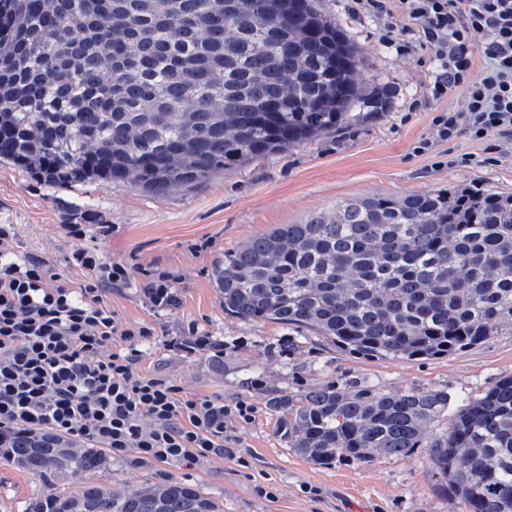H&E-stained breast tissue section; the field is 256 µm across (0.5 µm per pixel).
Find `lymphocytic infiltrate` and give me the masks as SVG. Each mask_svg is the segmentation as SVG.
<instances>
[{"label":"lymphocytic infiltrate","instance_id":"f902f5d3","mask_svg":"<svg viewBox=\"0 0 512 512\" xmlns=\"http://www.w3.org/2000/svg\"><path fill=\"white\" fill-rule=\"evenodd\" d=\"M356 11L414 38L436 64L432 98L463 89L467 104L434 116L421 149L461 135L512 140V0H354ZM13 225L0 224V436L49 431L110 452L138 468L251 463L237 428L256 406L219 394H189L170 376L142 368L151 331L120 324L106 301L132 278L128 264L79 249L68 265L79 287L34 256L19 255Z\"/></svg>","mask_w":512,"mask_h":512}]
</instances>
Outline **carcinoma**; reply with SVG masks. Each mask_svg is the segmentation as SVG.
Instances as JSON below:
<instances>
[{
	"label": "carcinoma",
	"mask_w": 512,
	"mask_h": 512,
	"mask_svg": "<svg viewBox=\"0 0 512 512\" xmlns=\"http://www.w3.org/2000/svg\"><path fill=\"white\" fill-rule=\"evenodd\" d=\"M364 54L314 0H0V160L47 185L165 193L338 130L367 101ZM224 314L301 327L367 357L451 355L512 326V195L483 186L336 203L224 253ZM448 391L327 381L272 399L307 461L365 465L420 448ZM432 477L464 512H512V377L464 399ZM0 458L75 490L31 512H223L179 480L115 495L109 458L48 432Z\"/></svg>",
	"instance_id": "obj_1"
}]
</instances>
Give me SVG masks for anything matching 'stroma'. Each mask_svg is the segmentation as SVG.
<instances>
[{
  "label": "stroma",
  "mask_w": 512,
  "mask_h": 512,
  "mask_svg": "<svg viewBox=\"0 0 512 512\" xmlns=\"http://www.w3.org/2000/svg\"><path fill=\"white\" fill-rule=\"evenodd\" d=\"M315 6L338 20L349 42L362 50L366 66L359 80L366 93L392 99L389 111H355L337 131L168 193L103 182L48 186L2 160L0 224L15 226L19 253L59 270L83 248L171 273L180 297L175 309L146 303L137 276L107 296L121 323L152 328L145 365L172 376L188 392H219L225 401L242 399L257 408L254 420L237 431L251 469L225 458L163 470L113 462L95 482L126 493L148 483L187 481L223 501L224 512H463L458 500L435 486L428 449L367 466H316L290 450L268 402L342 379L392 391L441 388L451 397L453 413L462 399L480 397L512 376V327L449 356L369 358L307 329L226 315L213 279L225 252L276 225L332 210L340 200L472 185L512 193V143L503 138H456L449 144L452 166L418 152L436 112L461 109L466 98L458 90L432 99L434 64L414 40L382 41L383 22L351 13L347 0H315ZM69 224L84 225V235L70 236ZM192 325L221 345V354L177 350ZM259 485L272 487L273 498L259 496ZM66 489L65 483L33 477L0 459V512H29L35 499Z\"/></svg>",
  "instance_id": "obj_1"
}]
</instances>
